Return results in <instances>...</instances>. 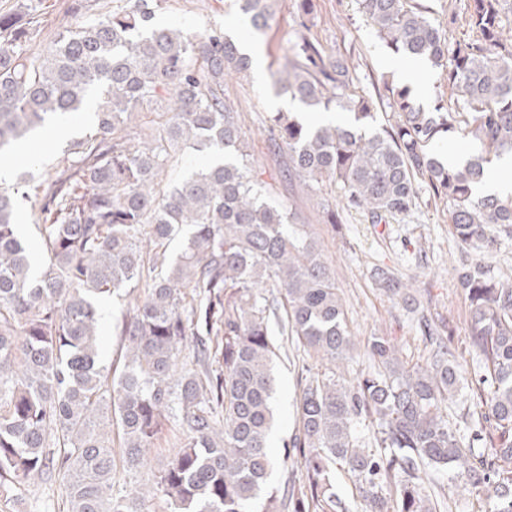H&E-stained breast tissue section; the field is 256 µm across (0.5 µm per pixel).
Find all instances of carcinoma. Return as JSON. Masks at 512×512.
Here are the masks:
<instances>
[{"instance_id":"1","label":"carcinoma","mask_w":512,"mask_h":512,"mask_svg":"<svg viewBox=\"0 0 512 512\" xmlns=\"http://www.w3.org/2000/svg\"><path fill=\"white\" fill-rule=\"evenodd\" d=\"M160 2L124 0L57 30L41 53L0 16V151L62 116L88 120L64 166L36 178L20 162L22 192L0 190V496L15 500L39 478L63 486L65 512H349L336 494L341 470L363 512H441L445 501L423 486L431 469L485 497L489 512H512V277L492 275L480 256L457 271L480 357L469 434L449 414L466 369L415 303L424 361L374 335L364 349L377 370L347 378L355 342L335 274L295 213L266 196L224 102V76L250 74L252 59L221 30L158 24ZM358 2L385 48L445 74L455 108L426 112L394 84L392 121L373 130L375 101L303 38L274 75L278 92L350 121L310 126L275 113L270 144L288 180L334 184L347 208L379 220L411 212L426 183L460 243L484 253L511 239L512 195L476 192L492 162L512 158L505 0H469L478 36L452 45L414 0ZM280 4L233 0L256 31ZM445 133L464 143L463 161L435 149ZM216 152L223 162L160 190L179 156ZM31 198L48 253L39 276L17 224L19 201ZM378 279L410 303L411 285L383 270ZM139 288L123 320V364L107 366L101 301ZM290 343L320 369L302 367L299 427L283 458L302 479L281 490L268 487L271 364ZM172 416L181 447L137 479ZM119 461L134 477L128 490L115 488Z\"/></svg>"}]
</instances>
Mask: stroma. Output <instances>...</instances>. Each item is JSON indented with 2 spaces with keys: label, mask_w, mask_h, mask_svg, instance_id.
Wrapping results in <instances>:
<instances>
[{
  "label": "stroma",
  "mask_w": 512,
  "mask_h": 512,
  "mask_svg": "<svg viewBox=\"0 0 512 512\" xmlns=\"http://www.w3.org/2000/svg\"><path fill=\"white\" fill-rule=\"evenodd\" d=\"M82 2L85 17L120 6L122 0H30V13L18 12L20 0H0V13H17L20 23L35 19L29 31L28 47L47 50L54 32L73 22L72 8ZM431 8L450 41L470 40L476 32L468 24L467 0H419ZM160 23L192 31L217 27L229 30L244 24L243 16L230 0H164L157 14ZM318 42L333 59L349 67V79L358 93L378 100L376 123L387 122L383 100L391 75L387 67L394 56L384 48L373 27L359 11L357 0H314L311 15L299 16L292 8H278L269 29L252 33L251 41L263 58V78L229 77L224 81V100L238 115L250 143L254 164L272 187V196L299 214L304 229L314 239L336 276V285L347 311L350 328L357 339L379 333L398 344L409 359L420 360L427 353V342L419 332L415 316L381 289L377 272L384 269L403 279L413 280L418 301L435 321L451 335V345L467 373L479 368V356L467 342V305L456 287L455 265L468 251L449 231L448 213L435 202L427 185H420L417 205L406 215L375 223L368 212H343L342 222L324 223L317 199L340 205L341 193L335 186L299 188L282 175V160L268 148L270 118L278 104H289L287 95L277 94L272 76L282 69L293 44L301 37ZM83 126L81 117H72L66 133L47 128L40 136L41 152L30 155L35 172L57 165L67 157V148ZM128 302L105 301L101 306L103 360L121 364L125 341L122 320ZM303 351L289 348L287 361L277 364L275 373V426L277 438L270 453L277 465L271 476L275 486L292 480L284 467V443L297 429L296 399L300 386L298 367ZM428 492H439L450 499L452 512H486L487 505L449 475L432 474L425 480ZM0 512H62L58 484L38 483L23 490L18 501L0 498Z\"/></svg>",
  "instance_id": "stroma-1"
}]
</instances>
